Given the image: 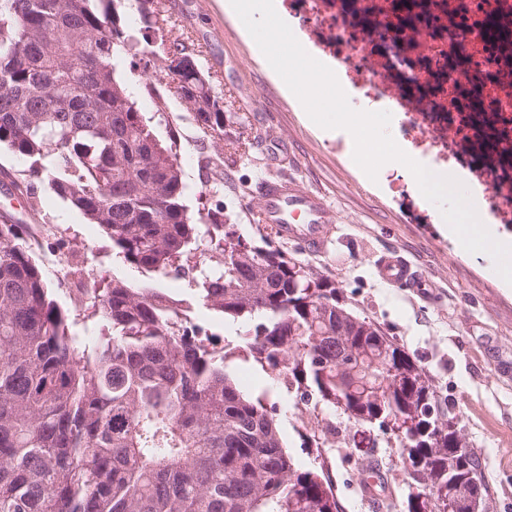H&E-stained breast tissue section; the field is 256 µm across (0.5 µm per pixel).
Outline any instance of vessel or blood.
Segmentation results:
<instances>
[{
    "instance_id": "obj_1",
    "label": "vessel or blood",
    "mask_w": 512,
    "mask_h": 512,
    "mask_svg": "<svg viewBox=\"0 0 512 512\" xmlns=\"http://www.w3.org/2000/svg\"><path fill=\"white\" fill-rule=\"evenodd\" d=\"M260 207L257 223L274 225L278 235L294 241L311 253L325 250L335 228L322 197L292 179L266 180L259 186ZM376 271L389 283L408 288L418 282L409 264L402 258L384 256L377 260Z\"/></svg>"
}]
</instances>
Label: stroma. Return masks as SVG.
<instances>
[{"instance_id":"1","label":"stroma","mask_w":512,"mask_h":512,"mask_svg":"<svg viewBox=\"0 0 512 512\" xmlns=\"http://www.w3.org/2000/svg\"><path fill=\"white\" fill-rule=\"evenodd\" d=\"M116 7L133 48L115 75L157 138L176 137L188 211L222 204L237 235L268 240L335 281L346 308L402 346L423 368L441 407L458 414L461 434L482 465L483 512H512V287L501 285L483 254L449 239L441 223H414L389 191L387 177L370 180L356 166L348 132L311 126L298 99L254 55L220 0H156L148 22L139 0H117ZM174 39L197 50L205 75L224 98V140L247 139L248 153L222 152L173 93L161 58L163 42ZM27 171V162L0 149V214L30 225L40 242L37 261L61 306L78 312L81 289L100 276L186 297L185 279L123 264L101 229L46 180L32 177L31 197L18 195L11 180ZM266 178H293L322 196L336 226L324 252H305L256 223V187ZM386 251L405 257L422 274L424 288L381 281L374 265ZM229 369L242 390L267 393L276 402L284 443L302 466L328 465L342 512H401L408 486L396 441L359 425L349 427L348 447H305L311 416L288 406L250 364L235 361ZM370 464L382 477L374 499L365 496L361 482Z\"/></svg>"}]
</instances>
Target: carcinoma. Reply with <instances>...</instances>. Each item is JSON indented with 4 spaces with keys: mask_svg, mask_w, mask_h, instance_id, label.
<instances>
[{
    "mask_svg": "<svg viewBox=\"0 0 512 512\" xmlns=\"http://www.w3.org/2000/svg\"><path fill=\"white\" fill-rule=\"evenodd\" d=\"M129 37L112 0H0V145L100 227L121 260L190 278L177 299L119 277L87 288L76 336L25 235L0 218V512H342L325 467L284 450L266 394L240 390L227 361L253 362L297 409L338 411L402 447L425 471L420 493L463 481L483 502L481 464L460 445L423 368L336 283L236 236L223 208L208 221L220 270L197 256L176 141L163 142L116 80ZM168 73L204 132L224 140V102L196 54ZM197 303L245 326L218 349L182 325Z\"/></svg>",
    "mask_w": 512,
    "mask_h": 512,
    "instance_id": "1",
    "label": "carcinoma"
}]
</instances>
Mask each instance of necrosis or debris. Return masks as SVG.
Segmentation results:
<instances>
[{"instance_id": "obj_1", "label": "necrosis or debris", "mask_w": 512, "mask_h": 512, "mask_svg": "<svg viewBox=\"0 0 512 512\" xmlns=\"http://www.w3.org/2000/svg\"><path fill=\"white\" fill-rule=\"evenodd\" d=\"M302 46L330 59L358 109L395 113L394 133L440 169L464 172L475 207L512 232V40H480L486 16L512 32V0H281ZM463 58L449 66V53ZM482 73L483 111L470 77Z\"/></svg>"}]
</instances>
